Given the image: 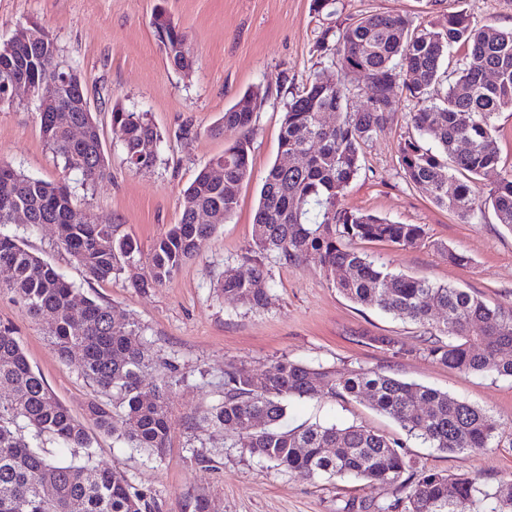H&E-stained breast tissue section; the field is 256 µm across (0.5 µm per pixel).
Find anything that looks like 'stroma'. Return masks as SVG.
<instances>
[{
	"label": "stroma",
	"instance_id": "35a3bbf8",
	"mask_svg": "<svg viewBox=\"0 0 512 512\" xmlns=\"http://www.w3.org/2000/svg\"><path fill=\"white\" fill-rule=\"evenodd\" d=\"M158 8L186 33L197 56L193 69L181 72L168 62L151 24ZM451 10L466 11L480 25L512 27V0H336L319 13L312 0H0V42L19 27L40 22L85 80L112 176L76 186L77 202L97 222L114 225L117 236L136 243L139 266H146L155 242L178 222L184 189L223 153V137L209 135V128L245 90H259L263 97L252 122L251 177L239 190L235 212L163 286L137 288L126 272L106 281L87 279L57 248L54 225L7 227L84 294L137 322L153 361L177 363L168 393L174 427L163 459L125 447L111 435L97 436L98 462L123 472L155 502L154 512H181L185 501L199 495L208 498L211 512H340L348 501L391 499V492L361 481L303 479L267 467L225 447L223 431L193 430L220 398L225 365L243 364L261 374L282 356L341 372L380 370L486 410L497 426L491 448L441 453L413 440L408 451L432 470L487 482L512 479V378L466 374L433 361L423 351L418 325L349 301L312 266L268 262L271 290L261 309L227 302L220 292L226 268L249 272L244 258L252 246L259 190L278 156L285 107L314 73L330 67L316 48L321 31L373 13L400 15L416 26ZM114 101L147 113L160 132L159 158L151 169L128 166L122 134L108 112ZM39 106L35 95L22 91L0 107V162L56 182L64 172L41 135ZM416 108L405 93H396L388 123L362 148V168L344 203L393 222L421 225L424 240L406 249L376 240H356L352 247L394 271L451 283L510 308L512 229L499 224L490 209L478 221L463 222L402 175L399 144ZM452 249L470 257V264L449 263ZM9 278L0 268V324L16 329L32 368L75 416L84 417L92 385L77 360L59 358L45 327L7 289ZM362 332L394 338L400 353L359 342ZM335 422L361 423L391 437L401 433L393 419L365 401L307 399L288 409L291 427Z\"/></svg>",
	"mask_w": 512,
	"mask_h": 512
}]
</instances>
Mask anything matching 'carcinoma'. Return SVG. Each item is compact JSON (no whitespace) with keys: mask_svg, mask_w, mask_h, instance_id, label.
Returning <instances> with one entry per match:
<instances>
[{"mask_svg":"<svg viewBox=\"0 0 512 512\" xmlns=\"http://www.w3.org/2000/svg\"><path fill=\"white\" fill-rule=\"evenodd\" d=\"M154 26L167 32L168 49L180 69H192L195 56L185 33L163 11ZM318 48L336 71L317 73L288 102L279 134V154L268 170L252 224L253 252L291 267L313 265L350 301L378 308L427 330L425 351L434 361L464 373L512 377V309L492 305L449 283L391 271L350 248L356 239H375L410 248L424 238L418 224H398L343 205L360 170L362 146L388 121L396 88L421 103L409 113L414 133L400 143L404 178L425 188L433 201L470 222L493 208L498 223L512 227V169L499 174L484 192L478 177L500 162L497 119L512 111V28L475 25L466 12H448L418 27L402 16L367 14L321 31ZM457 46L471 62L440 75L443 60ZM64 62L53 34L38 25L28 41L0 44V72L26 77L39 99L52 97L59 112L40 113V131L65 170L94 183L110 176L94 113L80 111L86 96L80 74L59 82ZM496 80L487 79V73ZM363 79L366 107L349 105L347 78ZM263 97L246 91L224 111L209 133L233 140L212 164L201 169L183 192L181 217L154 245L136 287L162 285L200 242L226 222L238 206L240 186L250 179L249 138L254 112ZM336 121L328 124L323 112ZM112 123L123 127L129 167L155 166L160 133L145 112L112 105ZM84 129L73 140L69 128ZM288 155L300 164L283 167ZM224 171L217 180L212 166ZM26 226L57 227V246L93 280L105 281L136 265L137 246L115 237L113 226L91 220L78 208L66 182L50 183L0 163V227L14 214ZM205 211L210 224H198ZM248 275L224 270V299L254 309L266 306L270 291L264 263L253 256ZM11 272L6 287L25 312L46 326L59 357L81 356L83 376L94 387L85 415L73 416L30 366L17 331L0 325V512H151L145 494L126 475L96 462L94 432L110 434L129 448L164 456L173 425L166 399L174 362L144 389L150 367L142 328L120 319L112 306L81 295L48 262L14 235L0 231V267ZM322 397L358 401L396 421L405 437H388L362 424L288 428V403ZM201 422L224 431V440L277 469L309 478H352L374 489L395 491L378 512H512V480L489 483L478 477L435 472L418 465L406 451L419 439L442 453L490 447L497 430L485 410L427 386L360 368L341 373L280 358L255 375L240 364L224 366L221 398ZM52 439L70 448V462L51 457L40 443Z\"/></svg>","mask_w":512,"mask_h":512,"instance_id":"1","label":"carcinoma"}]
</instances>
